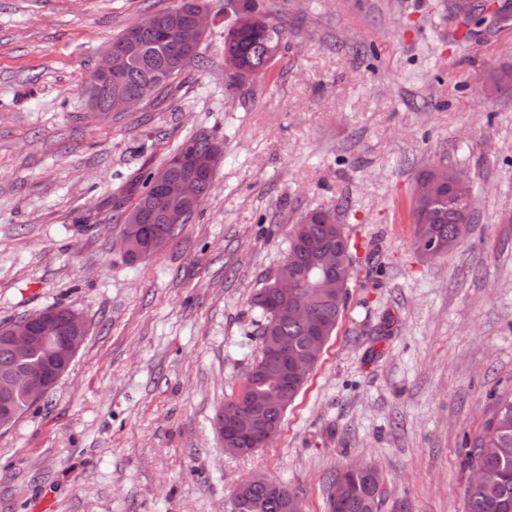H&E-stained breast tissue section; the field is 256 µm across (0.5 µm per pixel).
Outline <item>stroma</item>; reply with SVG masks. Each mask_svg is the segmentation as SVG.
Wrapping results in <instances>:
<instances>
[{"instance_id": "1", "label": "stroma", "mask_w": 512, "mask_h": 512, "mask_svg": "<svg viewBox=\"0 0 512 512\" xmlns=\"http://www.w3.org/2000/svg\"><path fill=\"white\" fill-rule=\"evenodd\" d=\"M179 0H0V323L57 303L88 335L47 397L0 430V512H231L256 473L327 512L373 463L380 512H463L461 453L512 395V19L449 37L444 0H255L287 34L267 76L224 87L228 0L199 58L135 111L96 116L113 38ZM209 135L224 161L167 247L133 263L121 180ZM442 161L469 172L458 246L418 251L409 202ZM334 210L350 298L264 447L227 454L214 417L261 355L251 297L289 231Z\"/></svg>"}]
</instances>
